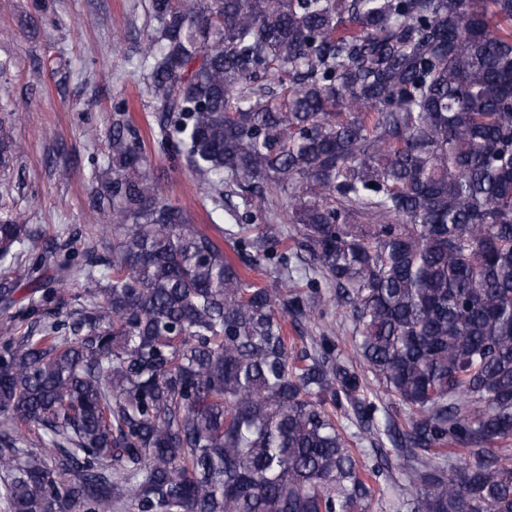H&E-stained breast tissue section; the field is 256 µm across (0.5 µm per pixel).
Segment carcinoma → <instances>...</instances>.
<instances>
[{
	"instance_id": "cac0c4a2",
	"label": "carcinoma",
	"mask_w": 512,
	"mask_h": 512,
	"mask_svg": "<svg viewBox=\"0 0 512 512\" xmlns=\"http://www.w3.org/2000/svg\"><path fill=\"white\" fill-rule=\"evenodd\" d=\"M151 9L156 145L216 210L257 193L264 223L225 229V257L159 197L119 107L88 203L111 252L103 224L0 217V415L48 444L0 431V500L512 512V0ZM22 151L0 118V167ZM269 265L278 288L252 278Z\"/></svg>"
}]
</instances>
